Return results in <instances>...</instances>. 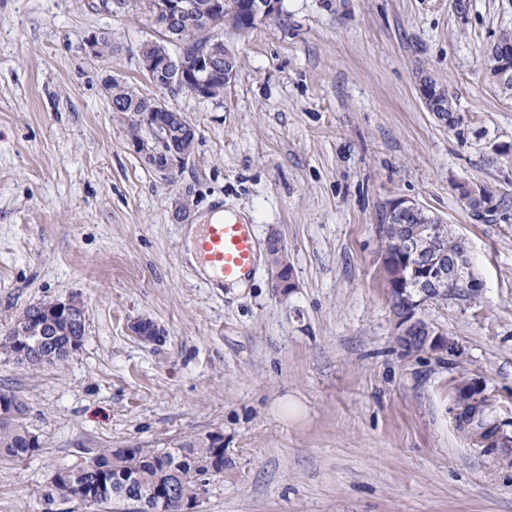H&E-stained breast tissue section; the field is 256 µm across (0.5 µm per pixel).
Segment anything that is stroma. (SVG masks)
Returning <instances> with one entry per match:
<instances>
[{
    "label": "stroma",
    "mask_w": 512,
    "mask_h": 512,
    "mask_svg": "<svg viewBox=\"0 0 512 512\" xmlns=\"http://www.w3.org/2000/svg\"><path fill=\"white\" fill-rule=\"evenodd\" d=\"M282 9L225 30L239 76L215 101L163 95L142 70L140 45L161 36L145 0H0V336L49 298L79 295L87 319L81 348L38 370L0 349V393L26 404L42 442L0 459V512H45L52 475L87 449L217 431L224 472L194 512H512V460L453 410L470 381L512 438V95L483 67L512 0ZM426 75L456 128L425 109ZM113 79L195 124L173 177L134 152ZM462 182L508 208L476 220ZM399 197L468 241L477 302L422 309L454 352L396 340L379 226ZM219 202L259 245L280 237L293 288L265 259L241 291L188 260L189 226ZM141 319L160 341L132 333ZM429 84L432 89L439 90L438 98L440 99V102L444 105V107H445V104L448 105V115H446V113H445V112H447L446 108H445V112H436L434 110V107H432V105L429 102V98L431 96L430 90L426 87V85L419 82L418 92H419V96H420L422 103L424 104L426 110L428 112H431L432 115L434 116V118L438 122L442 123L445 126L450 125V127H453V124L448 122V116L452 115L454 112L452 102L450 101L449 98H447L448 96L446 97L445 90L434 79L429 78Z\"/></svg>",
    "instance_id": "35a3bbf8"
}]
</instances>
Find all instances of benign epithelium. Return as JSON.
<instances>
[{
  "label": "benign epithelium",
  "mask_w": 512,
  "mask_h": 512,
  "mask_svg": "<svg viewBox=\"0 0 512 512\" xmlns=\"http://www.w3.org/2000/svg\"><path fill=\"white\" fill-rule=\"evenodd\" d=\"M248 23L256 25L278 17L282 11V0H249ZM238 9L230 0H210L209 9L204 16L207 39L197 47L189 48L183 44L180 51L170 52L162 45L148 42L140 49V64L153 80L161 74H167L168 80L159 84L166 92L186 89L204 98H210V90L214 81L220 80L229 84L238 77V67L234 63L235 52L224 42V28L232 27L228 14ZM194 10L191 0H158L152 12L153 22L171 30V24L190 14ZM224 61V70H219L216 63ZM418 92L427 111L443 125H449L448 115L434 111L429 102L430 90L424 84L418 85ZM165 109V105L156 100L145 116V124L154 126L159 141L156 147H146L139 141H132L135 152L149 159L154 170L164 178L182 170L194 157L196 140L190 136L182 144L169 150L164 147V126L154 120V113ZM420 208V205L407 198H397L389 206V215L400 217L403 214ZM421 237L414 230L406 231L395 243L394 257L411 268L413 276L411 288L402 286L394 290L403 294L404 303L398 316L396 329L398 340L407 347L418 345L451 351L453 341H445L442 333L434 329V325L426 321L419 310L424 297L439 293L450 284L463 290L479 287L477 279L472 277L467 264L468 248L457 255L441 254L435 258L424 253L420 246ZM284 248L280 240L272 236L268 241V253L271 271L281 287L292 285L291 273L284 266L273 262V258L282 255ZM84 314V304L75 295L58 299L46 311V324L54 327L59 321H76Z\"/></svg>",
  "instance_id": "benign-epithelium-1"
}]
</instances>
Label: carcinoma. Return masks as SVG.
<instances>
[{
	"label": "carcinoma",
	"instance_id": "obj_1",
	"mask_svg": "<svg viewBox=\"0 0 512 512\" xmlns=\"http://www.w3.org/2000/svg\"><path fill=\"white\" fill-rule=\"evenodd\" d=\"M192 14L183 18L180 24L182 37L201 39L204 27V14L208 0H194ZM486 73L497 80L499 73L506 70L512 73V52L502 55L498 52L487 54ZM112 101V111L116 118L128 124L131 138L147 139L146 126L141 115L152 105V99L141 96L125 85L112 81L107 85ZM486 202L467 203L472 215L482 217L493 214L508 205V200L488 187L483 188ZM430 214L409 212L399 223L384 220L380 225V236L388 247H393L405 224L418 227L428 224ZM53 302L45 299L29 306L23 313L24 327H12L0 337V348L9 351L18 361H27L36 370L53 359L45 357L50 349L61 354L74 338L85 336L86 321L73 322L61 327L60 334L50 336L45 344L38 346L41 336L43 310ZM7 404L14 405L16 414L3 410L0 414V458L24 461L34 456L40 448L31 444L32 432L26 424V405L15 396H8ZM456 406L462 410L460 421L475 426L474 436L491 447L503 444L497 438L498 426L488 421L487 400L481 401L459 388L456 392ZM87 466L75 469H62L56 472V481L49 486L43 498L50 505L58 500L80 501L89 506L107 507L114 501H127L135 505V512H173L175 503H161V492L173 487L176 503L196 505L206 492L208 477L224 473V449L211 445V434L191 435L167 448H126L87 450ZM103 484L110 489L102 497L94 486Z\"/></svg>",
	"mask_w": 512,
	"mask_h": 512
}]
</instances>
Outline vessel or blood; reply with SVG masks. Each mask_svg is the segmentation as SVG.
<instances>
[{
  "label": "vessel or blood",
  "instance_id": "b4317fda",
  "mask_svg": "<svg viewBox=\"0 0 512 512\" xmlns=\"http://www.w3.org/2000/svg\"><path fill=\"white\" fill-rule=\"evenodd\" d=\"M196 250L201 263L210 270L211 282L219 285L250 276L257 259V239L251 224L239 215L202 225Z\"/></svg>",
  "mask_w": 512,
  "mask_h": 512
}]
</instances>
